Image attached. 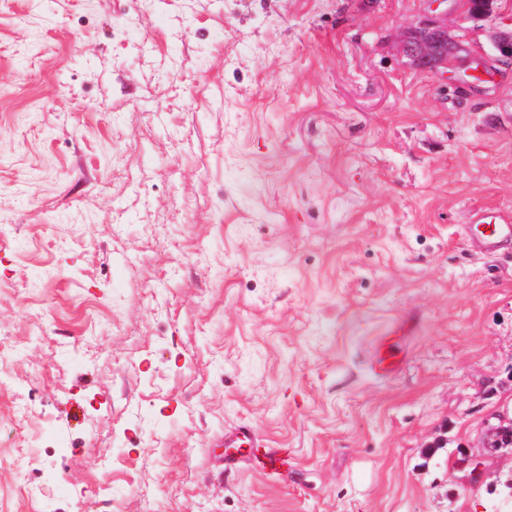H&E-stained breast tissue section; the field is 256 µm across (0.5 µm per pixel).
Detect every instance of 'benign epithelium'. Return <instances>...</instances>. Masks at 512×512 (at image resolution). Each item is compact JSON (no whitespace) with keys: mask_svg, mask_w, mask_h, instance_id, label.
<instances>
[{"mask_svg":"<svg viewBox=\"0 0 512 512\" xmlns=\"http://www.w3.org/2000/svg\"><path fill=\"white\" fill-rule=\"evenodd\" d=\"M439 5L462 4L473 17H488L492 13L489 0H429ZM495 54L475 57L461 41L448 40L447 24L440 18L423 16L413 23L411 36L402 40V50L413 65L434 74L451 71L459 77L458 92L466 93L476 82H490L503 68L512 69V28L497 32Z\"/></svg>","mask_w":512,"mask_h":512,"instance_id":"1","label":"benign epithelium"}]
</instances>
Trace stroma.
<instances>
[{"label": "stroma", "mask_w": 512, "mask_h": 512, "mask_svg": "<svg viewBox=\"0 0 512 512\" xmlns=\"http://www.w3.org/2000/svg\"><path fill=\"white\" fill-rule=\"evenodd\" d=\"M427 12L0 0V512H512V242L463 235L512 215V70L415 68ZM245 425L287 477L225 460ZM512 221L492 211L477 214L474 224H467L464 236L481 252L494 253L503 243L512 241Z\"/></svg>", "instance_id": "stroma-1"}]
</instances>
